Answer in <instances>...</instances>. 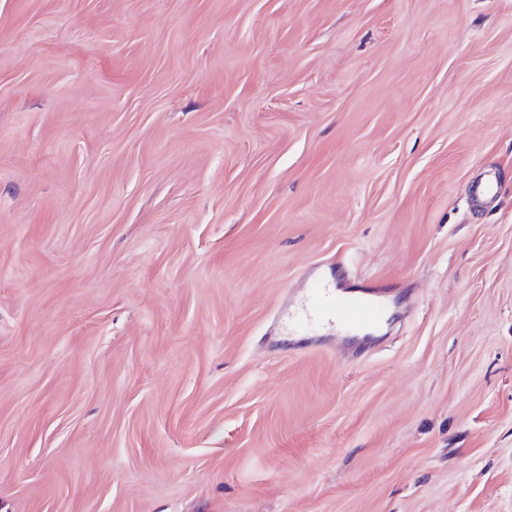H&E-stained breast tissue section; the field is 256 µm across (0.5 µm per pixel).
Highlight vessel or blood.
Returning <instances> with one entry per match:
<instances>
[{
  "label": "vessel or blood",
  "instance_id": "b4317fda",
  "mask_svg": "<svg viewBox=\"0 0 512 512\" xmlns=\"http://www.w3.org/2000/svg\"><path fill=\"white\" fill-rule=\"evenodd\" d=\"M304 318L358 335L376 328L385 315V293L372 289L353 295L327 280H308L300 307Z\"/></svg>",
  "mask_w": 512,
  "mask_h": 512
}]
</instances>
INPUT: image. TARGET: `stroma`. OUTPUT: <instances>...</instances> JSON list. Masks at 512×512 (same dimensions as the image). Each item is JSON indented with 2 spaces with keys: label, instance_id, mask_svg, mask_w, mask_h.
Instances as JSON below:
<instances>
[{
  "label": "stroma",
  "instance_id": "obj_1",
  "mask_svg": "<svg viewBox=\"0 0 512 512\" xmlns=\"http://www.w3.org/2000/svg\"><path fill=\"white\" fill-rule=\"evenodd\" d=\"M0 512H512V0H0ZM346 289L324 279L308 280L300 307L302 316L355 335L376 328L385 315L384 291L376 288L350 295Z\"/></svg>",
  "mask_w": 512,
  "mask_h": 512
}]
</instances>
